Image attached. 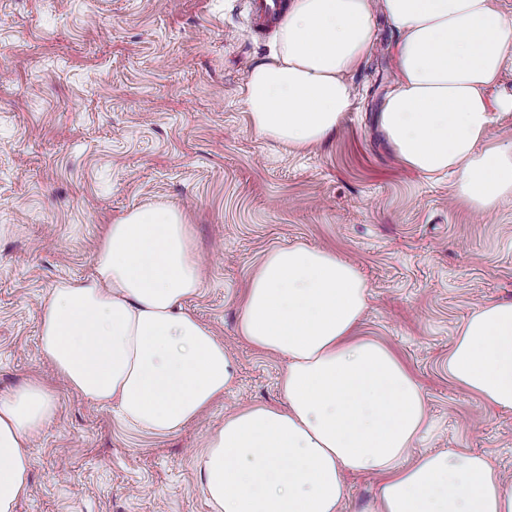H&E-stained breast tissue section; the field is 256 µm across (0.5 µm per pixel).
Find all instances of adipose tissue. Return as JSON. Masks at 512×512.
<instances>
[{
  "instance_id": "obj_1",
  "label": "adipose tissue",
  "mask_w": 512,
  "mask_h": 512,
  "mask_svg": "<svg viewBox=\"0 0 512 512\" xmlns=\"http://www.w3.org/2000/svg\"><path fill=\"white\" fill-rule=\"evenodd\" d=\"M381 17L400 34L396 86L379 115L396 158L428 178L454 173L475 210L512 198V138L492 137L512 96H486L512 62V18L493 0H291L277 52L251 66L242 89L252 127L297 150L325 143L352 108L345 76ZM93 267L58 283L43 307L40 351L68 387L160 434L223 398L234 360L180 307L203 284L186 215L129 210L109 225ZM366 310L365 280L335 252L296 244L266 254L240 334L284 360V403L240 408L211 432L196 467L212 512H339L350 475L378 477L375 512H512V491L485 456L414 454L426 398L389 347L358 335ZM448 374L512 410V301L468 317ZM56 412L42 379L0 397V512L28 495L27 442Z\"/></svg>"
}]
</instances>
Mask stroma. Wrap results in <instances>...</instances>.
<instances>
[{"label": "stroma", "instance_id": "stroma-1", "mask_svg": "<svg viewBox=\"0 0 512 512\" xmlns=\"http://www.w3.org/2000/svg\"><path fill=\"white\" fill-rule=\"evenodd\" d=\"M245 2L0 0V395L38 377L57 404L29 440L16 512H211L196 468L211 431L282 401L283 360L238 333L242 294L268 251L295 244L333 250L365 280L360 335L426 397L416 451L482 454L512 488V410L447 370L464 320L512 300V199L475 211L453 177L395 159L377 125L398 40L382 18L336 135L299 153L268 143L242 87L275 36L250 31ZM152 204L186 213L205 278L184 308L237 366L223 400L168 435L73 392L39 348L50 290L89 276L107 225Z\"/></svg>", "mask_w": 512, "mask_h": 512}]
</instances>
